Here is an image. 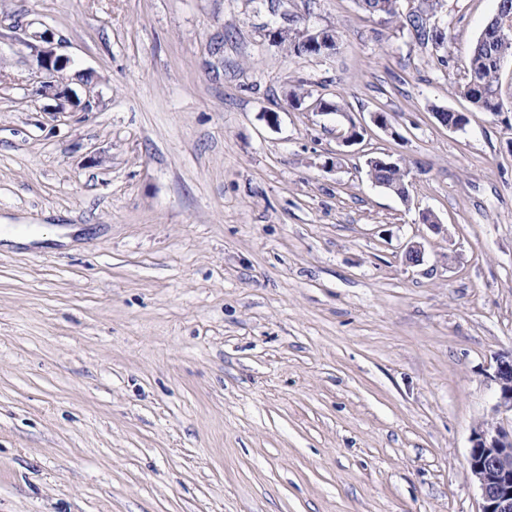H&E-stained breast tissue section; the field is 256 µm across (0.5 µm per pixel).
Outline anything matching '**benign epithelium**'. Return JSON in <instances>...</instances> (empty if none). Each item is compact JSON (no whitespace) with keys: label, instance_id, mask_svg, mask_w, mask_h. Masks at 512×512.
I'll return each mask as SVG.
<instances>
[{"label":"benign epithelium","instance_id":"7a95c632","mask_svg":"<svg viewBox=\"0 0 512 512\" xmlns=\"http://www.w3.org/2000/svg\"><path fill=\"white\" fill-rule=\"evenodd\" d=\"M272 37L276 43L300 39L303 48L312 53H323L328 45L336 42V35L324 30L300 33L277 28ZM32 38L40 45L35 48L30 64L31 94L76 100L63 75L70 60L58 53L61 44L55 41L54 32L45 28L33 32ZM493 378L497 401L492 417L478 422L472 429L469 468L480 493V512H512V352L496 359Z\"/></svg>","mask_w":512,"mask_h":512}]
</instances>
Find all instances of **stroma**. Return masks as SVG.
Returning <instances> with one entry per match:
<instances>
[{"label":"stroma","mask_w":512,"mask_h":512,"mask_svg":"<svg viewBox=\"0 0 512 512\" xmlns=\"http://www.w3.org/2000/svg\"><path fill=\"white\" fill-rule=\"evenodd\" d=\"M441 3L438 50L358 0H0V224L37 237L0 243V512H480L512 66L475 110L456 87L498 0ZM18 19L89 110L31 96ZM279 26L338 49L296 58ZM383 154L408 199L370 181Z\"/></svg>","instance_id":"stroma-1"}]
</instances>
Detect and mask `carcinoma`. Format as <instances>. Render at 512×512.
I'll use <instances>...</instances> for the list:
<instances>
[{
	"label": "carcinoma",
	"mask_w": 512,
	"mask_h": 512,
	"mask_svg": "<svg viewBox=\"0 0 512 512\" xmlns=\"http://www.w3.org/2000/svg\"><path fill=\"white\" fill-rule=\"evenodd\" d=\"M360 7L371 16L400 18V0H385L386 8L381 9L373 0H359ZM440 0H420L416 10L407 13L404 26L422 44L444 48L449 42V28L429 23V14L439 5ZM512 19V0H499L497 13L487 23L481 35L471 47L469 66L465 81L458 85V93L474 108L497 115L502 111L503 100L499 86L500 69L497 60L512 58V40L501 41L496 37L498 23ZM409 171L407 166L385 168L371 160L368 176L371 181L394 185L406 184Z\"/></svg>",
	"instance_id": "obj_1"
}]
</instances>
